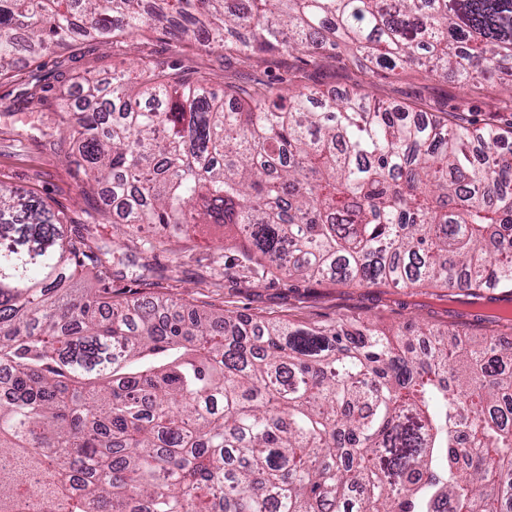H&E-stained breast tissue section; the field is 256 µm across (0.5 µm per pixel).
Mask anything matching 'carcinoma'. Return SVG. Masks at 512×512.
<instances>
[{"instance_id": "obj_1", "label": "carcinoma", "mask_w": 512, "mask_h": 512, "mask_svg": "<svg viewBox=\"0 0 512 512\" xmlns=\"http://www.w3.org/2000/svg\"><path fill=\"white\" fill-rule=\"evenodd\" d=\"M160 28L249 60L345 51L469 91L512 78V0H0V82L22 59ZM59 117L86 224L234 225L257 265L337 285L512 293V122L227 85L142 61ZM52 127L42 132L53 139ZM0 181V512H509L512 344L430 329L243 320L112 297L92 248Z\"/></svg>"}]
</instances>
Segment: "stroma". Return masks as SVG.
I'll return each mask as SVG.
<instances>
[{"label":"stroma","instance_id":"35a3bbf8","mask_svg":"<svg viewBox=\"0 0 512 512\" xmlns=\"http://www.w3.org/2000/svg\"><path fill=\"white\" fill-rule=\"evenodd\" d=\"M178 61L182 68L210 77L214 90L227 84L278 83L294 80L299 87L336 92L362 86L378 100L416 106L428 112L463 111L469 119L497 116L512 121L499 82H489L482 92L469 93L451 78L419 77L387 79L359 71L345 55L311 59L285 54L267 55L242 63L221 51L176 53L170 36L122 40L107 46L84 44L76 59L66 51L48 52L33 62H20L18 80L0 84V180L31 189L49 204L76 216L86 205L78 194V175L57 149L38 141L18 143L19 126L53 124L56 116L40 106L17 102L20 83L35 74L69 78L85 72L123 69L137 60ZM93 244L108 246L148 264L147 281L136 282L132 270L123 265L112 269L117 291L143 299L156 292L178 298L187 306H216L235 314L267 318H288L303 324L372 323L408 334L439 329L451 334L479 337L492 327L468 316L467 305L450 301L443 288H387L384 286H342L316 281H291L281 276H247L245 242L234 228L216 224L196 227L187 242L154 252L144 251L138 234L127 233L120 224H94ZM223 241V254H216V241Z\"/></svg>","mask_w":512,"mask_h":512}]
</instances>
